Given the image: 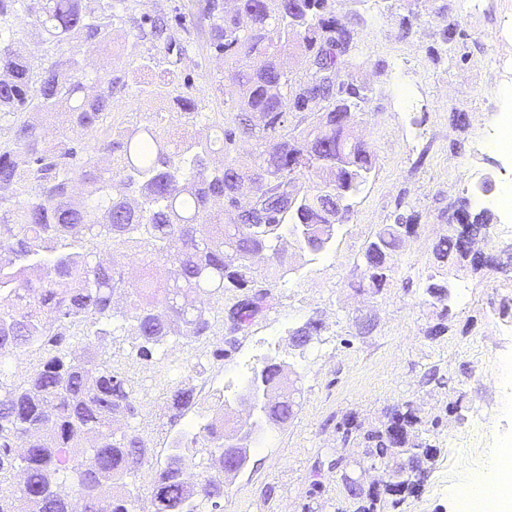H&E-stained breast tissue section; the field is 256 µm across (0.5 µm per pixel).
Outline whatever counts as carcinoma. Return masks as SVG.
<instances>
[{
  "mask_svg": "<svg viewBox=\"0 0 512 512\" xmlns=\"http://www.w3.org/2000/svg\"><path fill=\"white\" fill-rule=\"evenodd\" d=\"M125 0H0V365L11 357L39 353L19 383H7L0 369V512H79V497L94 512H134L126 478L147 454L143 439L116 426L134 416V389L112 368L103 342L118 332L133 337L139 357H150L170 340L192 341L209 334L216 314L234 334L269 307L270 290L257 277V264L272 263L280 278L292 268L284 244L301 252H326L336 227L373 169L366 143L354 134L369 89L344 88L338 81L349 66L345 51L353 32L332 11L331 0H207L213 19L211 43L224 61H246L230 78L224 105L233 111L199 112L189 86L165 94L176 111L144 113L112 127V98L127 87L123 76H98L94 93L78 60L66 55L76 40L106 49L114 21L123 19ZM24 12L48 50L59 53L45 66L17 49L14 19ZM152 22L155 53L139 56L137 69H151L170 56L180 62L187 41L166 35ZM294 55L307 69L297 79L284 63ZM42 113L59 119L47 141L28 118ZM298 122L288 125V115ZM207 120L221 133L224 163H210L211 142L179 146L171 128ZM252 145L249 167L230 158L236 144ZM346 155L349 167L336 168ZM305 180L308 187L299 185ZM234 210L224 222L226 209ZM460 203L461 223L488 226L491 213ZM402 214L367 241L361 287L383 288L402 239L414 228ZM461 234L440 239L435 258L464 257ZM142 256L144 274L129 281L120 258ZM164 268L163 279L152 273ZM237 302L224 309V294ZM424 294L443 302L448 283L428 282ZM130 298V309L114 297ZM319 324L293 330L304 347ZM299 379L277 357L251 367L247 383L277 399L256 404L257 418L280 428L299 407ZM196 387L184 382L171 391L170 405L182 414L194 405ZM217 400L203 415L198 434L180 432L154 481V512H221L224 444L240 434ZM368 448L373 463L398 479L387 496L349 488L354 512H389L421 486L433 458L419 451L422 420L410 403L394 409L381 430L347 431ZM212 466L196 480L181 472L197 456ZM72 475V493L59 490L54 476Z\"/></svg>",
  "mask_w": 512,
  "mask_h": 512,
  "instance_id": "1",
  "label": "carcinoma"
}]
</instances>
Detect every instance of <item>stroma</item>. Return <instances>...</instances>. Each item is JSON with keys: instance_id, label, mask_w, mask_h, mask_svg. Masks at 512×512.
Wrapping results in <instances>:
<instances>
[{"instance_id": "obj_1", "label": "stroma", "mask_w": 512, "mask_h": 512, "mask_svg": "<svg viewBox=\"0 0 512 512\" xmlns=\"http://www.w3.org/2000/svg\"><path fill=\"white\" fill-rule=\"evenodd\" d=\"M199 0H127L146 22L164 15L171 34L192 47L180 64L139 72L145 82L190 85L202 111L220 112L230 90L232 65L210 45V22ZM335 14L353 22L364 49L340 79L368 87L357 126L374 167L330 249L317 256L289 251L293 269L280 280L261 266L274 304L227 347L220 327L191 342L155 350L142 359L130 337L110 338L113 367L135 390L129 423L149 446L147 460L129 478L136 512H152L151 488L170 453L169 441L210 404L197 395L189 414L174 416L166 394L155 391L164 369L169 386L189 370L222 378L226 397L244 385L250 358L271 354L300 377L297 414L283 429L264 434L254 463L239 473L224 497V512H348L342 473L359 474L371 461L360 444L346 441L348 420L381 428L391 408H418L435 454L420 489L396 512H458L451 487L492 477L497 457L512 450V229L495 218L481 250L490 263L436 261L434 247L457 222L474 179L490 175L496 193L512 191V161L488 142L495 128L500 76L495 60L512 56V0H336ZM412 31L401 36L403 21ZM453 37H445L448 23ZM130 25L116 26L112 50L82 52L88 76L105 75L147 53ZM416 217L381 292L360 290L358 260L367 241L397 215ZM447 281V303L423 296L428 278ZM311 319L322 331L306 349L293 347L292 331ZM447 331H440V323ZM438 371L439 380L429 378ZM342 459V469L329 461Z\"/></svg>"}]
</instances>
